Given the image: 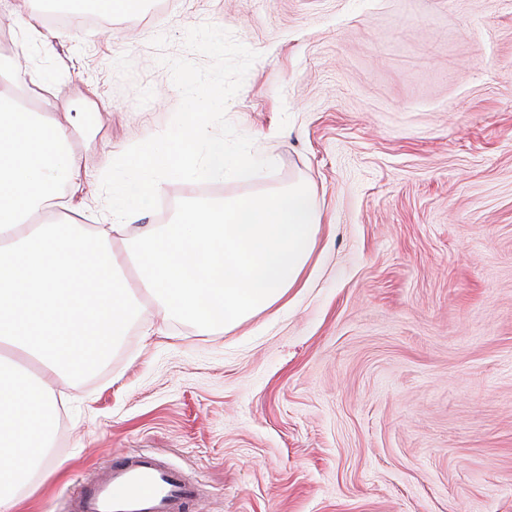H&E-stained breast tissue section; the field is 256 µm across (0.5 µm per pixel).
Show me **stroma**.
<instances>
[{
	"label": "stroma",
	"instance_id": "1",
	"mask_svg": "<svg viewBox=\"0 0 512 512\" xmlns=\"http://www.w3.org/2000/svg\"><path fill=\"white\" fill-rule=\"evenodd\" d=\"M152 3L64 26L0 0V39L39 32L33 111L78 121L54 221L101 223L125 154L198 96L263 174L162 181L138 228L303 182L318 248L279 313L224 332L149 309L53 378L65 468L22 512L138 452L198 481L200 512H512V0Z\"/></svg>",
	"mask_w": 512,
	"mask_h": 512
}]
</instances>
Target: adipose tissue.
<instances>
[{
	"label": "adipose tissue",
	"mask_w": 512,
	"mask_h": 512,
	"mask_svg": "<svg viewBox=\"0 0 512 512\" xmlns=\"http://www.w3.org/2000/svg\"><path fill=\"white\" fill-rule=\"evenodd\" d=\"M41 79L14 59L0 60V512H14L61 467L51 447L62 400L28 365L81 372L91 343L107 352L122 341L143 312L124 264L136 267L159 316L230 330L287 304L322 222L312 190L295 184L186 209L169 231L151 228L136 251L118 258L111 237L149 207L156 175L223 179L253 170L228 162L223 142L208 138L210 106L201 100L179 117L174 141L128 154V175L114 189V223L88 231L49 221L61 182L76 181L81 167L66 150L76 124L19 101L17 88Z\"/></svg>",
	"instance_id": "adipose-tissue-1"
}]
</instances>
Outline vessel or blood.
I'll use <instances>...</instances> for the list:
<instances>
[{"label": "vessel or blood", "instance_id": "vessel-or-blood-1", "mask_svg": "<svg viewBox=\"0 0 512 512\" xmlns=\"http://www.w3.org/2000/svg\"><path fill=\"white\" fill-rule=\"evenodd\" d=\"M198 489L152 455L112 461L101 478L67 500L68 512H190Z\"/></svg>", "mask_w": 512, "mask_h": 512}]
</instances>
